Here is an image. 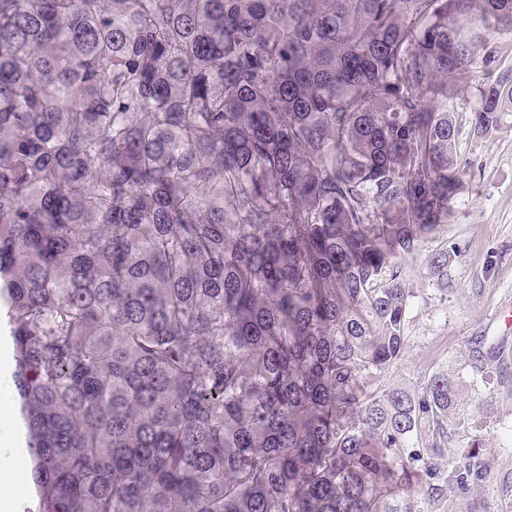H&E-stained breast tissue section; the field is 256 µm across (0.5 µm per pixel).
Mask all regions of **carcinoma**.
Returning a JSON list of instances; mask_svg holds the SVG:
<instances>
[{
  "label": "carcinoma",
  "instance_id": "carcinoma-1",
  "mask_svg": "<svg viewBox=\"0 0 512 512\" xmlns=\"http://www.w3.org/2000/svg\"><path fill=\"white\" fill-rule=\"evenodd\" d=\"M512 0H0V336L27 512H431L512 491L377 386ZM474 130L512 112L475 86ZM453 248L430 270L444 275ZM415 493L389 490L413 473Z\"/></svg>",
  "mask_w": 512,
  "mask_h": 512
}]
</instances>
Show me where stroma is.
<instances>
[{"mask_svg": "<svg viewBox=\"0 0 512 512\" xmlns=\"http://www.w3.org/2000/svg\"><path fill=\"white\" fill-rule=\"evenodd\" d=\"M475 101L471 88L455 101L458 153L469 162V173L446 222L403 262L413 293L406 345L383 381L415 389L437 372L448 373L461 398L448 426L449 447L477 439L496 467L512 468V378L498 373L500 366L512 365V335H505L495 320L500 304L512 300V112L503 114L491 136L479 138L471 128ZM449 246L456 253L439 284L429 273L430 258ZM480 335L496 356L486 375L475 377L469 354Z\"/></svg>", "mask_w": 512, "mask_h": 512, "instance_id": "stroma-1", "label": "stroma"}]
</instances>
